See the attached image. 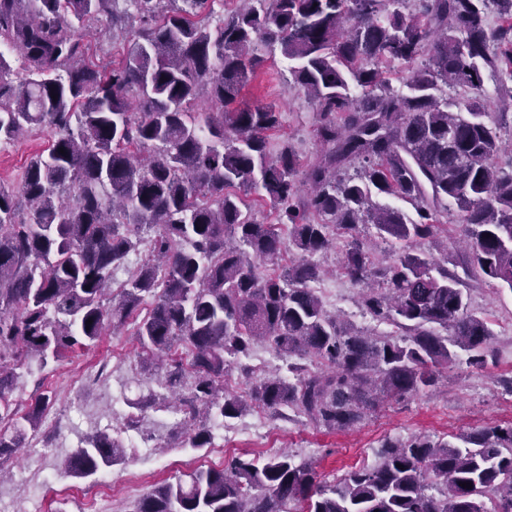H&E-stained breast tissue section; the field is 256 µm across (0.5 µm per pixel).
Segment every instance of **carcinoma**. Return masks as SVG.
I'll return each instance as SVG.
<instances>
[{
    "instance_id": "carcinoma-1",
    "label": "carcinoma",
    "mask_w": 512,
    "mask_h": 512,
    "mask_svg": "<svg viewBox=\"0 0 512 512\" xmlns=\"http://www.w3.org/2000/svg\"><path fill=\"white\" fill-rule=\"evenodd\" d=\"M214 2L0 0V45L19 54L15 68L0 51V144L35 130L53 137L19 186L0 183V420L13 424L0 429V459L38 430L51 401L43 394L19 414L18 370L94 344L148 297L136 339L171 363L168 393L140 409L180 407L197 428L191 448L210 444L201 421L247 410L224 375L259 340L288 360V375L257 378L252 400L334 432L434 386L461 352L474 367L493 354L465 289L470 279L512 290V170L497 165L499 135L482 112L485 77L512 82V0H238L226 16ZM101 20L128 42L102 67L83 41ZM259 44L291 62L318 111L305 165L286 140L267 150L281 128L276 106H236L264 62ZM424 55L407 92L392 89L381 65ZM456 87L463 95L448 97ZM203 97L211 109L199 108ZM233 186L263 191L277 223L258 221ZM374 194L411 204L415 217ZM450 203L464 279L448 257L418 248L440 234ZM362 224L405 242L391 265L371 261ZM151 232V254L112 291L113 272ZM338 236L363 308L392 332L341 324L310 287L326 273L315 257ZM287 252L295 260L283 266ZM261 263L272 272L259 276ZM123 458L100 431L65 470L86 478ZM292 501L302 512H512V424L450 440L387 437L373 464L329 485L289 453L237 457L155 487L135 512H288Z\"/></svg>"
}]
</instances>
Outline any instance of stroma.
Returning a JSON list of instances; mask_svg holds the SVG:
<instances>
[{
  "mask_svg": "<svg viewBox=\"0 0 512 512\" xmlns=\"http://www.w3.org/2000/svg\"><path fill=\"white\" fill-rule=\"evenodd\" d=\"M263 66L242 91L240 103L254 108L276 105L281 112L279 135L288 139L302 160L316 147L317 110L304 92L294 87L288 62L280 51L261 49ZM47 134L32 133L22 141L0 146V183L18 185L30 160L46 152ZM344 245L320 255L330 276L315 282L325 309L368 332L384 335L388 324L375 321L363 310L361 288L340 270ZM469 305L482 313L494 332V355L484 367L460 362L441 372L436 384L419 393L384 405L361 424L336 433L307 424L289 414L252 410L225 420L231 435L223 445L186 448L185 429L168 422L163 411H139L137 404L158 390L162 362L143 363L134 325L121 332L105 331L93 345L77 348L58 362L49 363L20 379L13 400L20 412L34 407L38 397L51 398L37 432L29 434L26 448L0 468V512H75L81 501L95 500L102 512H134L138 501L155 485L185 478L197 469L223 468L237 456L266 459L288 451L312 461L321 482L331 484L355 467L376 460L382 439L406 440L418 435L447 438L471 430L512 424V394L501 378L512 377V291L484 282H470ZM140 414L137 427L127 420ZM107 430L125 447L126 458L109 470V481L99 476H66L61 463L87 437Z\"/></svg>",
  "mask_w": 512,
  "mask_h": 512,
  "instance_id": "35a3bbf8",
  "label": "stroma"
}]
</instances>
